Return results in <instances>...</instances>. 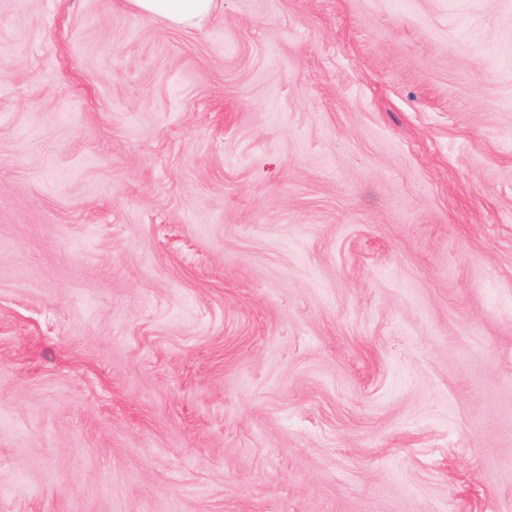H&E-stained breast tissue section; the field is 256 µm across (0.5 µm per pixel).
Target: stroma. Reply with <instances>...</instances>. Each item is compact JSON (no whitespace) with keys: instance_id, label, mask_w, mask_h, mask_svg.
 Returning <instances> with one entry per match:
<instances>
[{"instance_id":"obj_1","label":"stroma","mask_w":512,"mask_h":512,"mask_svg":"<svg viewBox=\"0 0 512 512\" xmlns=\"http://www.w3.org/2000/svg\"><path fill=\"white\" fill-rule=\"evenodd\" d=\"M0 512H512V0H0ZM138 14L157 17L175 27H200L212 15L216 0H127Z\"/></svg>"}]
</instances>
